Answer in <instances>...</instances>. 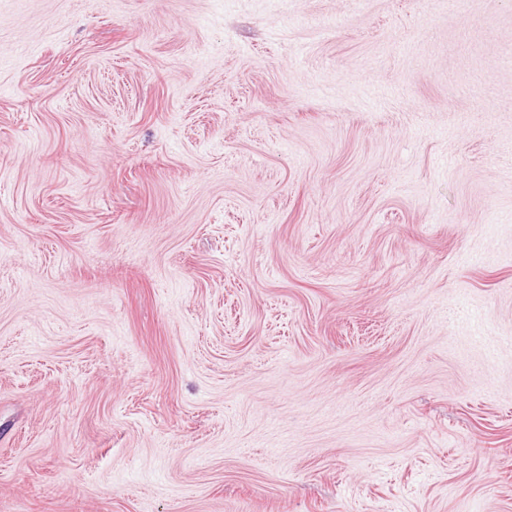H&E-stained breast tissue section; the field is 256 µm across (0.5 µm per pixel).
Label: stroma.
<instances>
[{
  "label": "stroma",
  "mask_w": 512,
  "mask_h": 512,
  "mask_svg": "<svg viewBox=\"0 0 512 512\" xmlns=\"http://www.w3.org/2000/svg\"><path fill=\"white\" fill-rule=\"evenodd\" d=\"M0 512H512V0H0Z\"/></svg>",
  "instance_id": "stroma-1"
}]
</instances>
